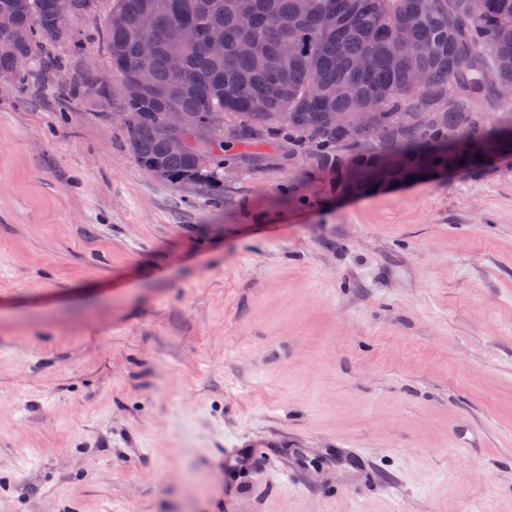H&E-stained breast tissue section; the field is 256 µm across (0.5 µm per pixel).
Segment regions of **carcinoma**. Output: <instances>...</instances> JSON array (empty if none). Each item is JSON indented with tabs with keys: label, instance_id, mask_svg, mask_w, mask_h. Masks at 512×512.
Returning <instances> with one entry per match:
<instances>
[{
	"label": "carcinoma",
	"instance_id": "1",
	"mask_svg": "<svg viewBox=\"0 0 512 512\" xmlns=\"http://www.w3.org/2000/svg\"><path fill=\"white\" fill-rule=\"evenodd\" d=\"M104 0H71L72 15L101 12ZM13 19L0 43V75L26 81L23 66L62 67L55 53L85 42L56 13L54 0H0ZM185 26L201 36L224 32V54L180 43ZM121 83L135 81L142 63L152 87L122 99L139 113L127 130L135 162L169 183L214 186L224 175V152L288 139L309 153L338 194L375 190L381 178L407 183L448 166L469 174L487 159L512 152V0H115L96 36ZM255 42L263 62L239 45ZM372 56L359 69V57ZM182 58L174 73L170 59ZM283 89L267 98L271 84ZM112 90L73 82L67 94ZM502 103L490 122L478 100ZM365 103L364 128L339 126L331 113ZM188 114L189 136L207 147L175 149L155 127L167 111ZM242 132L224 139V125ZM484 155L480 160L476 154Z\"/></svg>",
	"mask_w": 512,
	"mask_h": 512
}]
</instances>
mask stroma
<instances>
[{
    "label": "stroma",
    "mask_w": 512,
    "mask_h": 512,
    "mask_svg": "<svg viewBox=\"0 0 512 512\" xmlns=\"http://www.w3.org/2000/svg\"><path fill=\"white\" fill-rule=\"evenodd\" d=\"M108 68L0 87V512H512V167L215 196L65 95Z\"/></svg>",
    "instance_id": "obj_1"
}]
</instances>
